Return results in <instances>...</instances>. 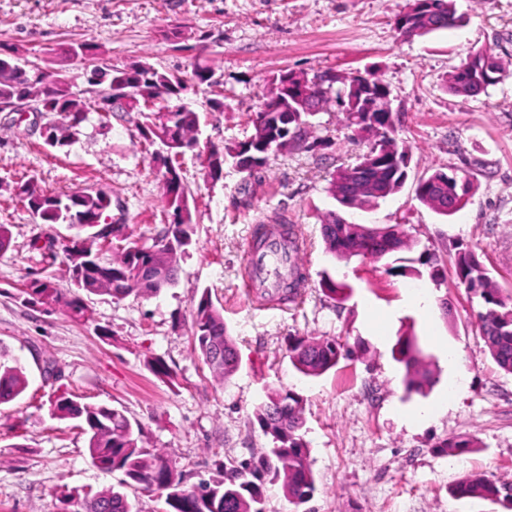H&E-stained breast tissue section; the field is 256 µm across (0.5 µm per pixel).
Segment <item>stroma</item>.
Instances as JSON below:
<instances>
[{"instance_id":"1","label":"stroma","mask_w":512,"mask_h":512,"mask_svg":"<svg viewBox=\"0 0 512 512\" xmlns=\"http://www.w3.org/2000/svg\"><path fill=\"white\" fill-rule=\"evenodd\" d=\"M408 0H0V49L48 72L73 76L83 58L65 59L58 45L89 43L115 70L141 62L185 75L209 66L224 90V109L211 111L207 86L183 96L201 116L199 145L235 147L254 132L255 112L284 71L350 76L370 71L387 85L410 154L403 188L364 209H340L357 224L400 225L409 248L381 260L326 253L321 216L338 209L330 175L354 164L367 140L353 137L342 116L320 113L314 152L286 150L253 173L225 166L223 181L207 178L196 152L180 160L192 213L191 242L179 256L174 287L150 297L78 294L65 244L79 229L45 224L17 197L26 180L48 193L100 192L111 200L103 223L120 237L98 246L111 260L124 241L155 237L171 220L162 172L138 131L136 114L90 113L72 146L55 149L43 129L51 114L0 112V225L11 246L0 252V343L21 357L29 386L0 405V512H62V496L78 488L117 485L121 472L90 462L75 422L49 413L52 396L118 409L142 428L141 444L161 451L186 472L187 484L217 475L227 458L268 447L255 408L267 389L284 388L305 403V440L316 479L307 503L295 505L267 485L265 512H512V505L448 492L480 473L512 480V374L482 352L478 299L456 285L454 258L474 250L493 279L512 293V0H456L462 26L405 38L393 27ZM495 49L510 78L486 93H451L447 81L471 51ZM453 169L474 185L458 213L440 215L414 194L417 179ZM286 218L307 247L298 267L307 283L284 309L245 298L244 251L255 224ZM54 239L55 255L34 250ZM440 260L438 276L424 261ZM353 288L344 302L326 297L323 275ZM52 283L61 301H29L32 280ZM423 289L431 304L407 301ZM210 291L222 308L239 355L230 381L215 379L193 350L192 303ZM87 309L75 318L68 303ZM413 328L436 381L407 394L405 370L392 356L399 334ZM292 336L342 337L356 351L311 378L287 354ZM170 374L156 376L151 360ZM58 373L44 378L47 363ZM434 408L427 421L417 411ZM477 438L478 448L448 456L439 443Z\"/></svg>"}]
</instances>
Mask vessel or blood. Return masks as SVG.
Segmentation results:
<instances>
[{"label": "vessel or blood", "mask_w": 512, "mask_h": 512, "mask_svg": "<svg viewBox=\"0 0 512 512\" xmlns=\"http://www.w3.org/2000/svg\"><path fill=\"white\" fill-rule=\"evenodd\" d=\"M279 262L281 267H288L296 261L295 255L289 254L288 248L279 232L278 226L268 228V235L263 248L257 252H247L243 274L245 295L263 304H277L275 292L278 279L271 275L272 262Z\"/></svg>", "instance_id": "obj_1"}]
</instances>
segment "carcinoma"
Segmentation results:
<instances>
[{
	"mask_svg": "<svg viewBox=\"0 0 512 512\" xmlns=\"http://www.w3.org/2000/svg\"><path fill=\"white\" fill-rule=\"evenodd\" d=\"M463 17L457 14L454 0H408L405 11L394 19V28L406 38L422 37L440 30L461 25ZM18 56L0 53V98L22 97L39 104L41 111L66 115L65 125L51 124V147L62 149L72 145L77 129L88 120L91 112H136L142 118L138 125L141 137L150 145H158L164 154L158 156L167 162L169 156L182 155L197 146L198 113L179 109L174 101L188 83H210L212 72L197 65L190 74L163 72L149 65H134L123 71H112L106 64H94L88 84L97 87L107 84L98 102L91 104L77 98L63 74L49 81L44 73L34 75L17 69ZM317 82L308 87L303 97L286 91L294 86V73L284 71L274 79V91L263 106L255 112L260 118L272 104L288 111L275 112L268 119L270 139L259 141L260 130L242 142L235 156L239 170L252 173L267 165L275 152L291 147L309 151L317 143L308 141L307 127L299 124V116H316L335 106L343 115L346 127L370 139L368 150L353 165L340 167L333 174L329 193L344 204L350 185L367 164L374 165L371 180L363 189L352 194L350 207L363 208L398 192L405 184L409 156L399 144L398 115L386 112L389 106L387 86L374 74L354 75L356 89L348 85L338 88L331 72L314 75ZM503 78V69L494 50L485 47L473 52L465 63L451 74L448 89L466 97H476L488 86ZM163 196L172 209L173 223L152 243L130 242L123 248L117 261L103 262L88 246L65 249L69 273L83 270V281L77 288L91 294L106 293L113 297L148 296L176 284L179 268L178 252L190 244L192 215L182 176L162 182ZM473 186L454 170H437L420 178L415 185V197L431 210L452 215L468 203ZM31 209L38 210L46 224L80 225L85 216L102 217L110 200L101 193L75 191L71 193H44L26 199ZM321 233L328 253L339 258L361 257L380 259L408 246L398 225L372 227L344 220L335 211L326 212L321 219ZM456 286L480 299L477 311L479 335L483 352L503 372L512 374V297L503 293L489 276V270L478 255L464 249L454 260ZM325 296L334 301L349 297L353 288L325 275L320 281ZM28 295L60 299L59 293L48 282L35 283ZM194 351L204 364L224 381L230 380L239 367V357L224 325L221 311L204 291L192 312ZM354 351L338 338L309 341L291 337L288 341V359L305 377H319L336 368ZM395 360L404 364L407 391L420 392L434 382L432 372L424 364L423 351L412 333L399 336L395 344ZM28 387V377L20 360L0 344V404L19 397ZM266 401L276 407L269 415L261 404L254 418L270 439V447L259 455L229 459L219 477L201 480L187 486L182 471L160 453H152L139 445L141 427L119 410L103 405L82 403L60 394L50 400V413L61 420L78 422L86 436L87 451L93 465L112 472L120 471L124 479L119 487L95 493L86 492L75 503L74 512H135L128 495L121 491L133 484L155 493L163 500V512H264L266 484L282 482L284 494L300 505L311 499L315 491V477L309 462L308 444L302 434L304 425L303 398L292 390L271 389ZM477 447L472 438H460L438 445L442 453H461ZM450 492L460 498H480L494 502L512 499V482L495 481L480 475H467L450 486Z\"/></svg>",
	"mask_w": 512,
	"mask_h": 512,
	"instance_id": "1",
	"label": "carcinoma"
}]
</instances>
